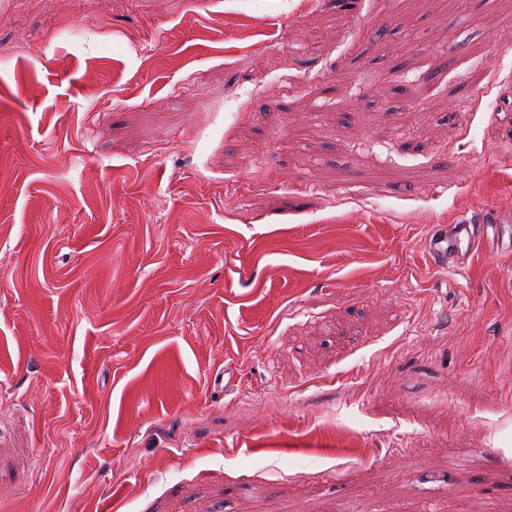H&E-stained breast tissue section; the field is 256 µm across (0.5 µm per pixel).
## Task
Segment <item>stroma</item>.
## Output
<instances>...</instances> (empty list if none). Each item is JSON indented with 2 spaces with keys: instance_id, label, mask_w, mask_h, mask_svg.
Here are the masks:
<instances>
[{
  "instance_id": "35a3bbf8",
  "label": "stroma",
  "mask_w": 512,
  "mask_h": 512,
  "mask_svg": "<svg viewBox=\"0 0 512 512\" xmlns=\"http://www.w3.org/2000/svg\"><path fill=\"white\" fill-rule=\"evenodd\" d=\"M509 91L512 0H0V512H512V250H422Z\"/></svg>"
}]
</instances>
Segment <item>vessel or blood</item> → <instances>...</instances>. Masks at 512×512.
Instances as JSON below:
<instances>
[{
  "label": "vessel or blood",
  "mask_w": 512,
  "mask_h": 512,
  "mask_svg": "<svg viewBox=\"0 0 512 512\" xmlns=\"http://www.w3.org/2000/svg\"><path fill=\"white\" fill-rule=\"evenodd\" d=\"M498 229L492 217L463 218L429 233L423 240V250L436 269L463 267L480 246L489 243Z\"/></svg>",
  "instance_id": "1"
}]
</instances>
